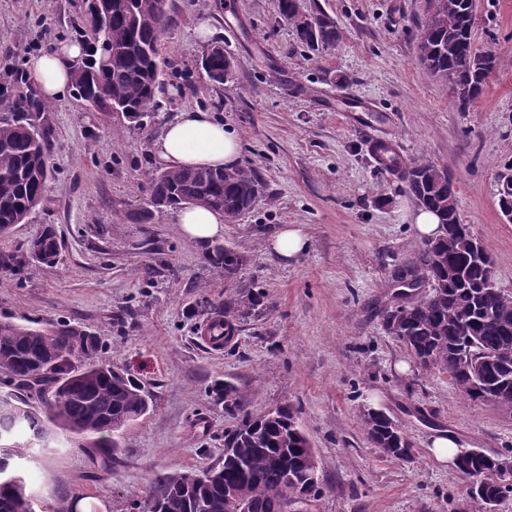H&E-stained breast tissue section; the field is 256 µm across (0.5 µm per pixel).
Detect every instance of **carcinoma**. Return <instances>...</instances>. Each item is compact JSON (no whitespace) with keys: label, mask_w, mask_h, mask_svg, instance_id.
Returning a JSON list of instances; mask_svg holds the SVG:
<instances>
[{"label":"carcinoma","mask_w":512,"mask_h":512,"mask_svg":"<svg viewBox=\"0 0 512 512\" xmlns=\"http://www.w3.org/2000/svg\"><path fill=\"white\" fill-rule=\"evenodd\" d=\"M474 0H439L436 20L421 26L418 61L432 74L459 87L466 108L483 89L496 66L494 55L472 46ZM280 15L311 51L335 44L341 36L336 22L322 11H310L304 0H279ZM169 16L159 12L157 0H127L117 8L113 0H87L83 37L91 58L73 67L75 94L103 114L121 112L142 127L150 117L160 85L162 39ZM202 65L216 84L233 80L234 62L224 45L214 42ZM49 105L33 94L0 93V234L25 224L41 205L52 166L48 131L42 124ZM384 169L396 173L413 202L436 212L444 235L424 243L420 264L394 271L400 288L397 305L384 315L388 333L396 337L421 364L445 371L471 399L512 405V295L495 286V261L486 247L461 223L453 178L434 163L403 162L395 154ZM150 206L177 208L197 196V205L233 221L250 210L264 193L254 170L166 168L143 175ZM55 228L48 225L26 248V257L47 267L60 256ZM208 266L224 275L230 288L244 257L234 247L215 246L206 252ZM431 292H418L422 278ZM261 292L247 300L229 298L209 304L212 317L223 318L224 342L237 332V323L261 305ZM99 343L95 336L67 324L35 328L0 320V376L11 387L10 401L0 399V460L21 456L8 445L14 429L24 426L32 440L49 438L52 428L90 438L92 463L99 472L112 470L117 436L149 409L141 386L103 364H83ZM63 362L42 369L52 355ZM242 396L224 383V413L236 418ZM366 435L383 457L409 458V439L384 412L362 418ZM224 464L202 471L164 477L146 512H236L235 500H246L251 512H284L291 490L307 497L319 495L312 481L315 457L311 442L293 411L280 407L264 415L244 416L224 432ZM457 469L473 480L478 498L496 502L512 494L499 483L497 459L480 449L467 450ZM0 512H36L19 465L0 468Z\"/></svg>","instance_id":"obj_1"}]
</instances>
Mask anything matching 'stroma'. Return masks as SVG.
I'll use <instances>...</instances> for the list:
<instances>
[{
	"label": "stroma",
	"mask_w": 512,
	"mask_h": 512,
	"mask_svg": "<svg viewBox=\"0 0 512 512\" xmlns=\"http://www.w3.org/2000/svg\"><path fill=\"white\" fill-rule=\"evenodd\" d=\"M342 31L314 53L296 38L278 0H170L167 61L151 123L86 109L76 95L45 113L54 172L26 224L0 238L25 252L45 225L61 241L49 269L0 268V320L37 328L69 324L93 333V360L139 381L146 415L127 427L110 475L90 480L80 439L58 432L52 448L27 446L20 465L43 512H143L160 476L224 461L235 421L214 393L224 383L251 416L290 405L318 462V497L294 512H476L470 482L435 460L432 436L512 458V414L465 397L446 373L423 367L384 326L391 274L418 263L422 240L406 216L413 203L373 146L448 171L462 223L494 255L497 288L512 295V222L498 206L499 176L512 165V0H475L473 46L496 58L480 97L460 108L448 83L417 60L429 0H306ZM85 0H0V88H30L29 56L79 40ZM207 22L234 62V79L209 81L200 62ZM208 110L238 131L240 166L257 171L263 198L225 223L223 244L246 258L238 275L264 292L262 306L217 349L202 339L200 301L224 299L205 267V244L186 238L174 210L143 220V171L157 168L163 122ZM285 224H300L309 250L286 263L266 249ZM155 268L147 276V268ZM210 288H203V280ZM401 425L412 460H390L368 440L370 405Z\"/></svg>",
	"instance_id": "obj_1"
}]
</instances>
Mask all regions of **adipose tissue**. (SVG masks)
Here are the masks:
<instances>
[{
	"instance_id": "adipose-tissue-1",
	"label": "adipose tissue",
	"mask_w": 512,
	"mask_h": 512,
	"mask_svg": "<svg viewBox=\"0 0 512 512\" xmlns=\"http://www.w3.org/2000/svg\"><path fill=\"white\" fill-rule=\"evenodd\" d=\"M86 54V44L65 43L27 59V74L45 102L69 94L71 65ZM154 150L171 167L231 168L239 159L241 141L236 129L217 120L212 112H184L164 122ZM176 219L190 239L207 242L224 235V217L213 210L199 206L186 208L177 213Z\"/></svg>"
}]
</instances>
